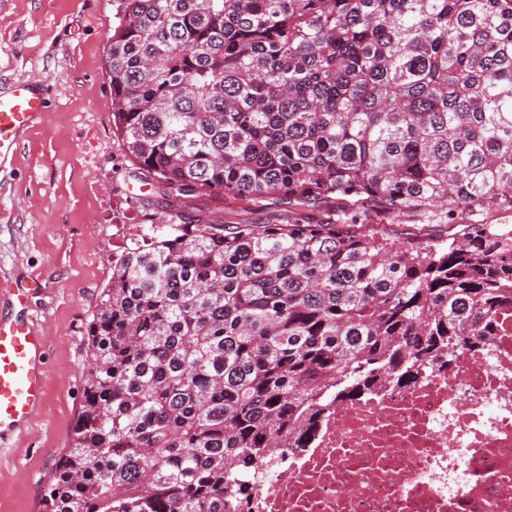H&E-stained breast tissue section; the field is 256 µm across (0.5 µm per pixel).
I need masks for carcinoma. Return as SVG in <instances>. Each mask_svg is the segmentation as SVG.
<instances>
[{"instance_id":"carcinoma-1","label":"carcinoma","mask_w":512,"mask_h":512,"mask_svg":"<svg viewBox=\"0 0 512 512\" xmlns=\"http://www.w3.org/2000/svg\"><path fill=\"white\" fill-rule=\"evenodd\" d=\"M112 122L149 184L322 224L143 214L86 326L42 512H224L329 406L483 344L512 229L399 242L355 206L512 211V0H115Z\"/></svg>"}]
</instances>
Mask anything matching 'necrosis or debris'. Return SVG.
<instances>
[{
  "instance_id": "1",
  "label": "necrosis or debris",
  "mask_w": 512,
  "mask_h": 512,
  "mask_svg": "<svg viewBox=\"0 0 512 512\" xmlns=\"http://www.w3.org/2000/svg\"><path fill=\"white\" fill-rule=\"evenodd\" d=\"M224 512H512V307L486 345L328 409Z\"/></svg>"
}]
</instances>
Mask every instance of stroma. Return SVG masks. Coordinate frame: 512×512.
Masks as SVG:
<instances>
[{
  "mask_svg": "<svg viewBox=\"0 0 512 512\" xmlns=\"http://www.w3.org/2000/svg\"><path fill=\"white\" fill-rule=\"evenodd\" d=\"M114 0H0V89L41 83L45 108L0 161V318L32 319L44 336L46 401L0 436V512H39L40 499L82 401L85 327L112 275V255L146 211H181L227 224H320L331 208L288 212L201 195L174 208L146 185L112 130L105 71ZM391 237L447 239L476 223L467 207L438 205L431 220L369 213ZM30 286L26 305L9 287Z\"/></svg>",
  "mask_w": 512,
  "mask_h": 512,
  "instance_id": "obj_1",
  "label": "stroma"
}]
</instances>
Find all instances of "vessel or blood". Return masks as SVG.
<instances>
[{
	"label": "vessel or blood",
	"mask_w": 512,
	"mask_h": 512,
	"mask_svg": "<svg viewBox=\"0 0 512 512\" xmlns=\"http://www.w3.org/2000/svg\"><path fill=\"white\" fill-rule=\"evenodd\" d=\"M44 109L40 84L27 80L0 93V159L15 155L20 132ZM41 334L26 321H0V431L30 417L43 403L46 377L38 359Z\"/></svg>",
	"instance_id": "1"
}]
</instances>
